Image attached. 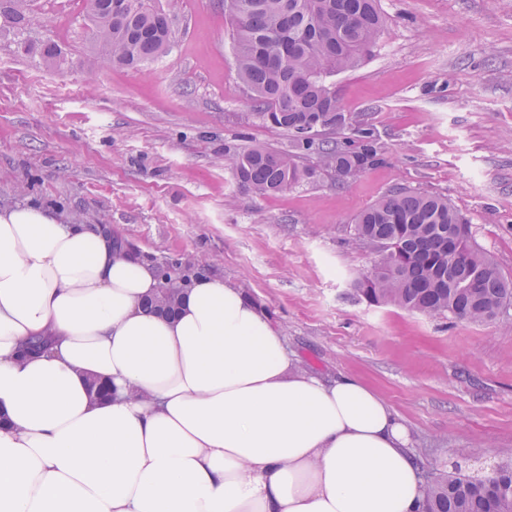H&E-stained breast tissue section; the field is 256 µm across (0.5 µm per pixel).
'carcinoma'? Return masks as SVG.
Returning <instances> with one entry per match:
<instances>
[{"label":"carcinoma","instance_id":"obj_1","mask_svg":"<svg viewBox=\"0 0 512 512\" xmlns=\"http://www.w3.org/2000/svg\"><path fill=\"white\" fill-rule=\"evenodd\" d=\"M84 0L92 38L112 62L151 63L170 46L169 14L149 0ZM37 0H0V22L13 30L15 51L59 67L62 48L27 36ZM232 26V51L238 75L251 93L255 115L316 148L324 166L337 164L347 178L360 176L377 161L371 129L344 111L327 78L352 70L374 52L384 26L378 0H230L224 7ZM325 120L346 141L315 143L311 124ZM239 185L259 198L315 178L316 171L283 153L253 148L224 154ZM469 221L448 198L395 187L354 220L355 244L383 255L377 270L357 281L358 291L375 304L390 303L431 318L498 323L512 302V280L474 244ZM163 283L146 306L174 311L190 275L161 269ZM52 345L48 337L25 344L22 354L38 356ZM421 512H512V464L485 479L461 473L430 477Z\"/></svg>","mask_w":512,"mask_h":512}]
</instances>
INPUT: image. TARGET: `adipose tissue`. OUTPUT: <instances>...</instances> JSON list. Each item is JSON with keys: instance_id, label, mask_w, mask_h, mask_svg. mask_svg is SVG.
Here are the masks:
<instances>
[{"instance_id": "obj_1", "label": "adipose tissue", "mask_w": 512, "mask_h": 512, "mask_svg": "<svg viewBox=\"0 0 512 512\" xmlns=\"http://www.w3.org/2000/svg\"><path fill=\"white\" fill-rule=\"evenodd\" d=\"M159 283L97 225L0 210V512H419L380 394L301 369L223 278L170 315L144 306ZM45 334L49 352L21 356Z\"/></svg>"}]
</instances>
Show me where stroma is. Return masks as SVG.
I'll list each match as a JSON object with an SVG mask.
<instances>
[{"mask_svg":"<svg viewBox=\"0 0 512 512\" xmlns=\"http://www.w3.org/2000/svg\"><path fill=\"white\" fill-rule=\"evenodd\" d=\"M168 54L137 70L95 53L83 0H39L29 31L65 66L15 53L0 31V209L35 204L96 224L155 264L213 260L326 378L354 375L401 416L423 473L512 463V326L369 303L380 262L354 247L355 216L403 185L439 194L512 279V0H380L372 54L331 79L379 145L344 181L317 151L253 119L222 0H155ZM265 148L316 168L269 198L242 190L225 150Z\"/></svg>","mask_w":512,"mask_h":512,"instance_id":"35a3bbf8","label":"stroma"}]
</instances>
